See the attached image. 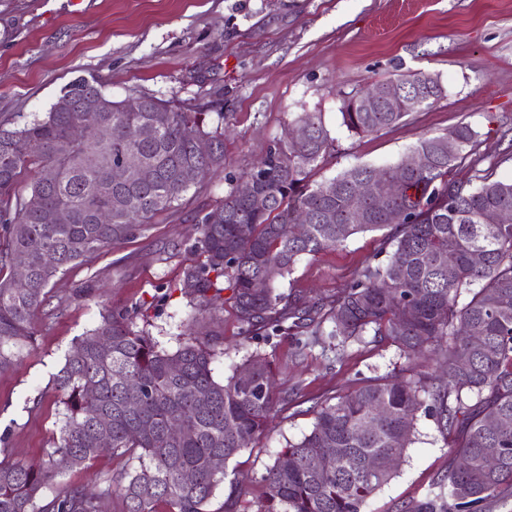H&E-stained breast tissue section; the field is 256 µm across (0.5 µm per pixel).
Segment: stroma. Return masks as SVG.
<instances>
[{
    "label": "stroma",
    "mask_w": 512,
    "mask_h": 512,
    "mask_svg": "<svg viewBox=\"0 0 512 512\" xmlns=\"http://www.w3.org/2000/svg\"><path fill=\"white\" fill-rule=\"evenodd\" d=\"M437 76L442 97L393 128L352 135L343 99L409 72ZM116 100L153 95L190 106L218 93L227 117L225 162L181 205L158 214L133 238L57 274L47 287L52 316H38L22 361L0 374V459L34 462L53 444L63 410L51 378L73 340L107 309L148 303L136 330L173 350L192 313L177 286L193 260L199 221L223 198L229 178L251 169L299 112L320 113L333 146L314 180L359 164L398 161L421 137L460 125L478 133L475 156L512 179V0H0V114L23 125L48 112L76 78ZM383 232L301 258L281 292L309 302L343 293L383 246ZM89 295H82L85 285ZM276 365L279 391L293 407L278 412L254 448L236 460L249 512L263 477L287 442L314 422L315 402L402 367L395 346L372 335L296 354L293 337L259 342ZM448 443L435 420L418 415L416 439L399 473L367 512H410L448 468ZM106 454L66 471L58 488L83 486L130 468Z\"/></svg>",
    "instance_id": "stroma-1"
}]
</instances>
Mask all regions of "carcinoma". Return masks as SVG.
Returning a JSON list of instances; mask_svg holds the SVG:
<instances>
[{
	"instance_id": "carcinoma-1",
	"label": "carcinoma",
	"mask_w": 512,
	"mask_h": 512,
	"mask_svg": "<svg viewBox=\"0 0 512 512\" xmlns=\"http://www.w3.org/2000/svg\"><path fill=\"white\" fill-rule=\"evenodd\" d=\"M391 84L426 98L406 99L401 112L375 101L366 106L369 95ZM442 95L437 77L400 74L344 98L342 124L357 136L378 133ZM88 100L100 106L97 121L112 129L109 139L93 132L81 141L71 137ZM212 108L143 95L139 110L129 112L124 101L81 78L44 116L21 127L0 119V373L14 368L33 343L34 317L47 305L46 288L58 273L143 231L224 166L226 116ZM213 114L210 128L206 119ZM292 125L308 136L273 142L259 165L240 176L251 183V195H239L231 178L224 199L200 220V236L190 247L196 259L183 272L181 292L207 321L205 332L189 324L170 351L133 330L134 320L146 316L143 305L102 312L52 376L63 404L52 448L35 463L0 461V512H100L116 492L125 512H158L160 505L166 512H208L221 485L222 512H248L246 490L228 478V464L253 447L289 400L274 389L273 363L256 351L231 375L215 379L212 365L224 355L226 289L246 342L294 336L301 354L308 346L303 336L342 346L372 332L390 341L411 369L428 354L438 364L435 375L407 380L393 371L316 403L311 431L288 443L264 476L265 497L256 512H364L395 476L390 460L403 459L414 443L421 411L452 441V458L412 512H486L489 502L512 498V426L489 427L496 420L512 423V223L484 222L490 212L512 211V180L479 168L466 183L448 180L478 136L460 124L448 135L419 139L412 151L426 156L421 168L401 172L402 158L311 182L332 140L318 112H301ZM188 127L210 143L209 152L185 136ZM450 136L454 152L448 151ZM18 141L28 149L17 151ZM132 155L151 177L112 183V168ZM399 173L403 185L391 193ZM372 178L386 206L363 200L364 220L355 222L352 188ZM49 211H62L68 220L47 224ZM102 213L109 222L99 221ZM300 221L303 235L284 233ZM385 229L391 230L385 259L367 262L342 295L315 306L276 288L301 257ZM47 252L56 256L52 265L42 261ZM18 254L29 260L25 288L15 286ZM471 336L483 337L482 344L472 346ZM485 448L499 449V469L484 465ZM105 453L136 465L47 497L61 464L85 468ZM325 458L335 466H317Z\"/></svg>"
}]
</instances>
